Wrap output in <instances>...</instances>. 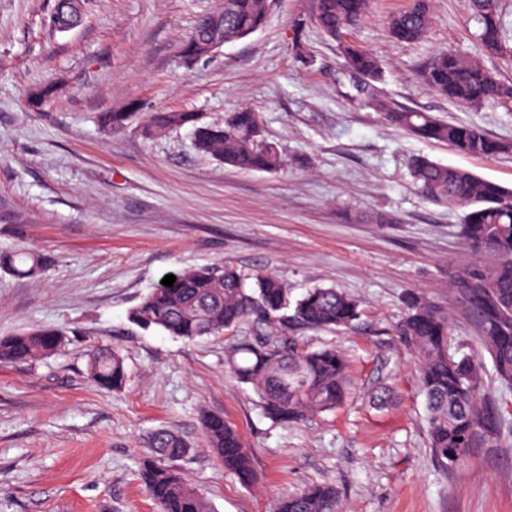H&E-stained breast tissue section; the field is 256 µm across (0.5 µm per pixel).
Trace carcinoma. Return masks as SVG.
<instances>
[{"label":"carcinoma","mask_w":512,"mask_h":512,"mask_svg":"<svg viewBox=\"0 0 512 512\" xmlns=\"http://www.w3.org/2000/svg\"><path fill=\"white\" fill-rule=\"evenodd\" d=\"M368 0H317L315 22L338 41L343 66L360 78L358 93L367 106L414 136L445 143L455 151L485 156L484 146H495V156L512 154V141L492 139L475 126L453 124L428 112L397 108L382 96L377 83L383 67L370 51L342 37L366 16ZM479 25L477 50L512 58V45L503 38L501 0H470ZM270 11L269 0H224V43L260 31ZM48 22L69 31L78 22L67 0H56ZM428 0L389 17L392 39L402 43L423 40L428 33ZM434 93L470 107L512 102V85L503 84L479 57L455 50L435 54L421 72ZM55 94L43 85L31 90L28 105L40 110ZM134 112H102L101 127L120 130ZM193 127L194 146L239 170L277 172L284 167L278 146L263 137L258 113L244 108L222 124H204L193 112L160 111L144 115L148 136L169 129ZM409 172L421 194L463 211L459 234L469 259L448 270V289L471 317L481 347L491 358L495 379L512 388V189L477 177L468 170L444 165L427 156H415ZM48 265L45 254L21 247L0 252V269L23 278H38ZM254 286L231 267L205 266L180 275L173 286L150 291L133 308L132 320L145 330L159 329L171 336L195 341L235 333L243 326L253 336L226 338L224 363L231 376L248 385L260 399L264 413L280 424L298 423L312 414L331 411L351 394L347 359L336 348L308 349L296 331L348 329L361 316L359 303L336 288L315 287L293 301L275 275L258 272ZM396 335L417 361L420 389L425 397L429 444L437 465L460 468L471 448L492 443L506 428L504 407L483 393V366L470 356L448 352V312L418 294L406 300V313ZM66 342V332L42 328L0 338V364L32 361L53 355ZM88 379L100 390L125 386L123 358L98 347L90 355ZM202 429L207 445L224 468L242 482L254 480L250 455L239 433L223 418L206 415ZM141 465V479L156 512H211L206 499L176 466L191 446L173 430H156ZM273 512H343L336 487L316 484L276 501Z\"/></svg>","instance_id":"obj_1"}]
</instances>
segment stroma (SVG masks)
<instances>
[{"mask_svg": "<svg viewBox=\"0 0 512 512\" xmlns=\"http://www.w3.org/2000/svg\"><path fill=\"white\" fill-rule=\"evenodd\" d=\"M220 0H87L82 23L53 33L54 0H0V250L25 243L51 263L35 280L0 270V337L67 332L58 354L0 365V512H155L140 476L159 427L192 447L177 466L213 512H272L277 498L332 483L344 512H512V431L473 448L449 472L432 459L416 361L395 327L418 293L447 310L450 351L478 354L472 324L448 293L467 255L462 215L423 198L408 175L422 154L512 187V155H465L416 139L367 108L315 0H274L265 27L186 63L179 47ZM410 0H369L352 40L378 55L379 90L400 108L512 140V103L473 108L426 88L420 73L445 49L470 51L468 0H431L416 44L392 41L390 14ZM55 97L28 106L33 87ZM138 101L144 111L199 113L221 123L248 107L285 168L245 172L197 152L191 126L145 136L96 115ZM224 263L277 274L290 297L335 287L361 303L345 331L302 333L350 361L342 406L282 426L224 371V339L188 342L145 331L129 312L169 274ZM125 360L124 389L87 378L90 353ZM391 388L375 407L371 394ZM240 433L255 474L245 485L205 445L201 417Z\"/></svg>", "mask_w": 512, "mask_h": 512, "instance_id": "stroma-1", "label": "stroma"}]
</instances>
